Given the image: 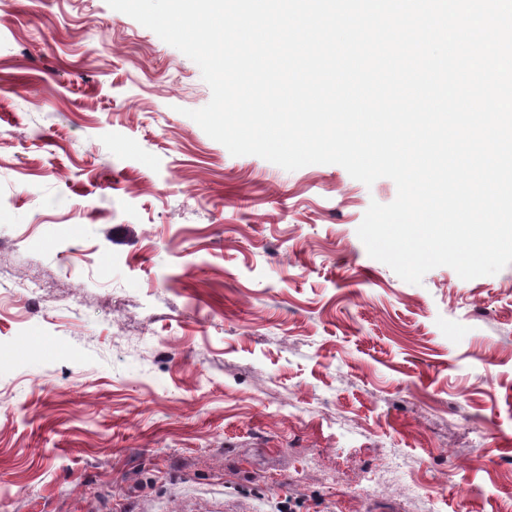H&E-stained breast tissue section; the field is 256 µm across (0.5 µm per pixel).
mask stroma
I'll use <instances>...</instances> for the list:
<instances>
[{
  "instance_id": "1",
  "label": "stroma",
  "mask_w": 512,
  "mask_h": 512,
  "mask_svg": "<svg viewBox=\"0 0 512 512\" xmlns=\"http://www.w3.org/2000/svg\"><path fill=\"white\" fill-rule=\"evenodd\" d=\"M210 98L106 0H0V512H512V264L403 281L392 180L233 156Z\"/></svg>"
}]
</instances>
